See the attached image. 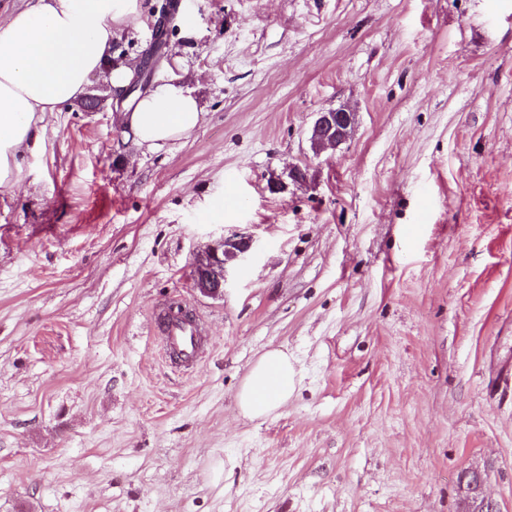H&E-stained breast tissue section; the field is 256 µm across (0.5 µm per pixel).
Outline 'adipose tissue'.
I'll use <instances>...</instances> for the list:
<instances>
[{
	"label": "adipose tissue",
	"instance_id": "obj_1",
	"mask_svg": "<svg viewBox=\"0 0 512 512\" xmlns=\"http://www.w3.org/2000/svg\"><path fill=\"white\" fill-rule=\"evenodd\" d=\"M138 15V0H30L0 18V195L18 187L25 155L39 151L60 105L81 100L102 70L111 84L124 83L129 70L109 69L110 52L117 31ZM116 120L155 150L189 136L203 112L188 90L166 81ZM297 376L287 352L266 351L237 393L240 414L267 418L287 404Z\"/></svg>",
	"mask_w": 512,
	"mask_h": 512
}]
</instances>
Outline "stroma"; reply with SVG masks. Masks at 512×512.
Wrapping results in <instances>:
<instances>
[{"instance_id": "35a3bbf8", "label": "stroma", "mask_w": 512, "mask_h": 512, "mask_svg": "<svg viewBox=\"0 0 512 512\" xmlns=\"http://www.w3.org/2000/svg\"><path fill=\"white\" fill-rule=\"evenodd\" d=\"M189 2L153 80L201 125L134 147L96 74L0 196V512H460L469 469L512 512V0ZM223 238L252 247L201 295ZM178 305L192 369L160 343ZM270 349L299 380L252 421ZM357 114L346 106L327 108L317 112L310 131V146L315 154L344 144L351 136ZM249 240L222 239L210 245L194 261L192 288L200 294L218 296L224 292L227 264L247 253ZM298 370L280 349L268 350L249 368L237 393L239 413L249 420H261L288 403Z\"/></svg>"}]
</instances>
